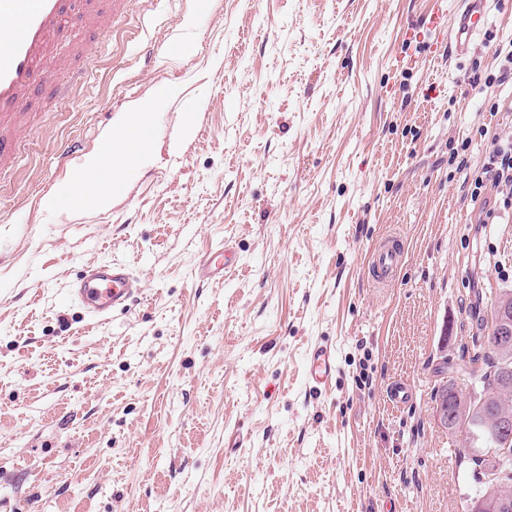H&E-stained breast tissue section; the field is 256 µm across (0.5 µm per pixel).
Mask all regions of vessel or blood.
<instances>
[{"label": "vessel or blood", "instance_id": "obj_1", "mask_svg": "<svg viewBox=\"0 0 512 512\" xmlns=\"http://www.w3.org/2000/svg\"><path fill=\"white\" fill-rule=\"evenodd\" d=\"M122 0H0V174L15 159L16 146L10 131L20 113L31 111L47 85L49 65L64 38L68 19H78L85 29L104 31ZM488 0H459L453 23L442 13L427 17L424 28L447 40L457 55H464L474 39L489 25ZM403 259L400 239L392 237L373 252L372 278L377 287H388ZM234 265L232 249L217 243L197 263L199 278L220 280ZM141 286L129 267L113 260L87 268L70 291L71 300L104 316L140 294ZM307 381L312 388H327L336 375V354L327 344L315 345L307 357Z\"/></svg>", "mask_w": 512, "mask_h": 512}]
</instances>
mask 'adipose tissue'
Here are the masks:
<instances>
[{
	"label": "adipose tissue",
	"mask_w": 512,
	"mask_h": 512,
	"mask_svg": "<svg viewBox=\"0 0 512 512\" xmlns=\"http://www.w3.org/2000/svg\"><path fill=\"white\" fill-rule=\"evenodd\" d=\"M151 109L150 102L145 101L122 116L100 150L85 158L81 166L84 173L81 195L69 192L52 195L47 199L48 204L83 209L110 203L113 185L126 184L136 175L142 155L153 142Z\"/></svg>",
	"instance_id": "ef3b65f1"
}]
</instances>
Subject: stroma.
I'll return each mask as SVG.
<instances>
[{"instance_id":"stroma-1","label":"stroma","mask_w":512,"mask_h":512,"mask_svg":"<svg viewBox=\"0 0 512 512\" xmlns=\"http://www.w3.org/2000/svg\"><path fill=\"white\" fill-rule=\"evenodd\" d=\"M435 2L129 0L108 46L72 33L93 70L38 98L0 180V512H468L464 437L434 404L473 390L452 366L476 297L512 291V209L487 223L469 189L512 135L490 109L512 80L484 85L512 0L461 56L408 38ZM149 97L154 144L111 205L45 208L81 176L57 146L96 152ZM392 234L403 262L376 288ZM219 241L237 265L199 280ZM112 259L143 295L98 319L69 288ZM403 259L400 239L391 237L373 252L371 258L372 278L377 288L388 287L395 279ZM307 381L314 389H326L336 376V354L327 344L315 345L307 357Z\"/></svg>"}]
</instances>
